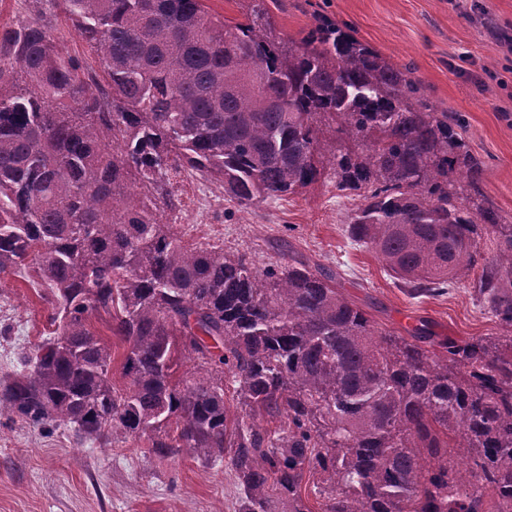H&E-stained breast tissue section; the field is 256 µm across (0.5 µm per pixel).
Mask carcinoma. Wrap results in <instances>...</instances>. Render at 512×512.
Listing matches in <instances>:
<instances>
[{
    "mask_svg": "<svg viewBox=\"0 0 512 512\" xmlns=\"http://www.w3.org/2000/svg\"><path fill=\"white\" fill-rule=\"evenodd\" d=\"M35 2L34 17L0 28V271L32 262L55 329L0 386V417L81 441L147 435L161 458L227 452L238 512H310L312 471L323 512H512V336H401L330 271L290 257L261 272L164 221L169 168L241 207L330 169L337 191L364 200L352 241L437 295L498 226L451 179L483 173L462 122L418 95L411 68L332 22L298 44L272 38L264 0L232 27L205 0ZM49 11L72 21L107 87L61 50ZM318 114L365 150L325 158ZM501 228L473 289L512 327V225ZM94 318L124 344L121 386ZM177 354L192 363L180 376ZM320 476L318 474H307L301 488V497L304 503L312 512L320 511L323 503V494L319 493L321 490Z\"/></svg>",
    "mask_w": 512,
    "mask_h": 512,
    "instance_id": "obj_1",
    "label": "carcinoma"
}]
</instances>
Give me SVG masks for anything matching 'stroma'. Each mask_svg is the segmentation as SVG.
<instances>
[{
    "label": "stroma",
    "mask_w": 512,
    "mask_h": 512,
    "mask_svg": "<svg viewBox=\"0 0 512 512\" xmlns=\"http://www.w3.org/2000/svg\"><path fill=\"white\" fill-rule=\"evenodd\" d=\"M276 40L300 41L327 18L388 61L410 65L436 111L462 117V136L483 164L477 186L460 179L461 199L481 197L512 224V52L490 33L512 35V0H265ZM178 207L169 215L188 244L243 254L257 269L290 254L331 270L340 291L380 327L404 333L425 321L438 337L508 336L477 301L472 277L436 296L412 294L375 252L351 243L359 196L337 198L330 176L300 193L248 209L186 171H168ZM30 266L0 272V383L21 349L47 337L46 306ZM240 487L227 460L190 450L161 459L147 437L102 444L72 429L47 432L0 418V512H234Z\"/></svg>",
    "instance_id": "obj_1"
}]
</instances>
